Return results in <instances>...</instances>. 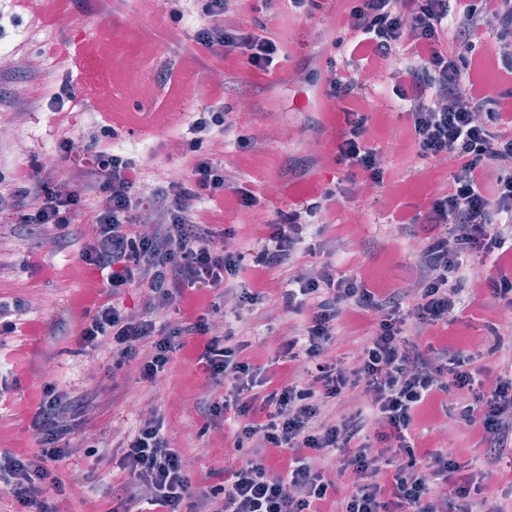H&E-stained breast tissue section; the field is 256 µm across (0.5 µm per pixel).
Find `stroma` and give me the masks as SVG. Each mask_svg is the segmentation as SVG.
I'll use <instances>...</instances> for the list:
<instances>
[{
  "label": "stroma",
  "instance_id": "35a3bbf8",
  "mask_svg": "<svg viewBox=\"0 0 512 512\" xmlns=\"http://www.w3.org/2000/svg\"><path fill=\"white\" fill-rule=\"evenodd\" d=\"M131 13L143 19V26L127 25ZM326 24V18L318 14L288 22L283 30L290 52L285 72L273 75V89L251 104L250 127L285 128L288 138L265 139L261 153L255 155L239 154L230 145L224 148L225 166L247 169L262 186L261 199L251 214L254 227L274 221L277 210L292 204L290 185L305 178L327 185L346 174L327 157V137L311 123L315 109L307 99L309 89L294 78L295 73L324 68L317 50ZM172 30L156 0H125L114 7L88 0L84 9L68 8L52 17L39 15L29 0H0V45L7 46L13 59L34 56L42 62L28 83L30 95L65 91L83 103L77 112H56L46 106L26 114L21 125L28 138L23 146L9 145L10 163L24 167L30 159L41 161L52 155L60 173H67L72 162L58 158V142L64 137L80 144L100 138L104 106L98 93L103 90L112 95L117 144L141 165L145 176L178 167L183 149L178 103L202 104L218 91L211 79L200 76L198 65L189 61L185 38H172ZM134 61L142 73L158 77L150 98H140L127 87ZM448 176V168L429 169L420 183L403 186L392 196L382 195L370 212L361 197L345 203L336 215V226L325 232L326 237L340 236L348 243L332 256L337 273H360L378 288L408 287L413 281L412 238L389 231L384 217L396 208L409 212L423 208L429 194L446 183ZM79 249L74 242L43 257L30 256L20 237L0 236V252H12L17 259L13 267L0 270V297L26 303L16 318V333L0 347V371L18 379L14 390L0 396L2 452L36 449L30 420L40 386L51 380L63 388H97L99 406L89 415L86 434L108 442L113 427L127 428L136 420L128 403L131 394L145 393L143 382L133 374L107 376L103 355L77 353L74 338L62 333L66 321L79 320L80 300L96 298L95 287L101 282L98 273L80 262ZM490 322L512 323V306L491 299L483 306H470L449 325L448 333L480 348L491 340L486 330ZM189 370V361H176L163 389L145 394L153 410L164 416L192 471L202 473L231 461L235 451L224 445L223 424L198 436L194 404L200 380L190 376ZM204 446L213 447V454L201 456L199 450ZM112 470L111 460H103L94 479L82 482L73 463H61L58 475L72 482L73 488L63 495L46 492L52 512H89L91 499L98 498Z\"/></svg>",
  "mask_w": 512,
  "mask_h": 512
}]
</instances>
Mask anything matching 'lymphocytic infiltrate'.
Segmentation results:
<instances>
[{
    "instance_id": "f902f5d3",
    "label": "lymphocytic infiltrate",
    "mask_w": 512,
    "mask_h": 512,
    "mask_svg": "<svg viewBox=\"0 0 512 512\" xmlns=\"http://www.w3.org/2000/svg\"><path fill=\"white\" fill-rule=\"evenodd\" d=\"M258 15L240 19L233 0H170L173 21L191 19L193 40L219 64L259 75L282 69L289 55L281 23L312 16L316 0H258ZM512 0H346L338 35L319 49L329 79H313L318 98L337 102L344 127L334 160L346 180L319 197L278 212L253 256L224 226L225 201L246 212L257 193L242 171L218 159L225 136L255 151L259 140L235 135L232 106L208 102L190 113L185 177L144 185L135 160L92 143L94 163L74 167L64 192L56 166L0 169L15 222L29 251L65 248L84 227L79 259L102 277L99 300L75 329L81 353L105 351L107 371L135 367L140 380L168 376L175 356L198 337L196 365L207 387L196 400L201 431L216 420L230 428L243 460L210 470L198 486L172 448L164 419L151 414L121 431L115 450L122 479L107 489L122 512H489L490 467L512 449V364L479 368L477 350L439 331L466 303L490 298L512 305ZM493 47L500 79L490 85L483 51ZM362 54L363 71L340 66L337 52ZM380 73L406 120L415 158L448 160V185L416 213L394 216L415 231L416 277L410 289L373 288L340 275L332 262L305 271L320 244L313 225L328 226L350 186L382 188L392 179L370 138ZM291 269L271 292L274 272ZM141 291V309L121 295ZM193 292L200 308L179 318ZM281 305L287 336L275 357L252 350L249 323L219 332L213 317L225 302ZM373 319L370 336L344 358L331 355L347 315ZM96 390L41 386L31 428L34 453H0V484L24 512H50L46 489L65 494L55 467L76 454L103 458L95 438L71 448L78 421ZM455 413L475 437L477 467L461 475L456 453L429 448L423 423ZM350 491L340 495L337 481Z\"/></svg>"
}]
</instances>
